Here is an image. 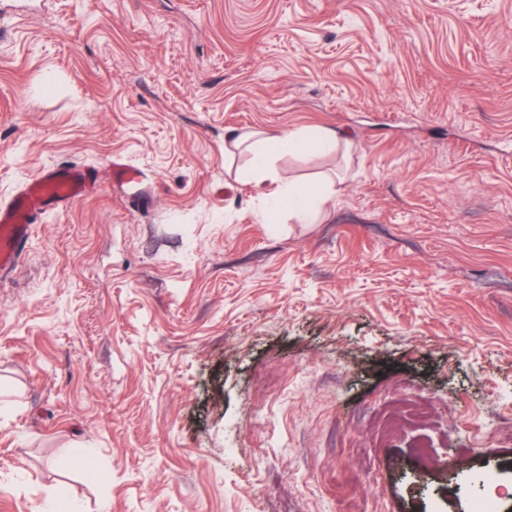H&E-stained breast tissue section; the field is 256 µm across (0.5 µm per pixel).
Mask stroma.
I'll return each mask as SVG.
<instances>
[{
    "instance_id": "obj_1",
    "label": "stroma",
    "mask_w": 512,
    "mask_h": 512,
    "mask_svg": "<svg viewBox=\"0 0 512 512\" xmlns=\"http://www.w3.org/2000/svg\"><path fill=\"white\" fill-rule=\"evenodd\" d=\"M309 127L351 151L278 176L336 194L265 222L224 135ZM57 162L104 174L0 281V512L512 494V0H0V200Z\"/></svg>"
}]
</instances>
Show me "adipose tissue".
Wrapping results in <instances>:
<instances>
[{
    "label": "adipose tissue",
    "mask_w": 512,
    "mask_h": 512,
    "mask_svg": "<svg viewBox=\"0 0 512 512\" xmlns=\"http://www.w3.org/2000/svg\"><path fill=\"white\" fill-rule=\"evenodd\" d=\"M226 140L230 147L236 150L249 143L255 144L256 151L252 158L250 176L252 181L259 184L276 181L277 174L273 167V160L277 155L299 151L313 143L327 152L335 151L340 145L336 134L329 130H301L285 137L280 135L263 137L256 133L249 135L232 132L227 135Z\"/></svg>",
    "instance_id": "adipose-tissue-1"
}]
</instances>
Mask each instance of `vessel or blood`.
Returning a JSON list of instances; mask_svg holds the SVG:
<instances>
[{"label":"vessel or blood","instance_id":"b4317fda","mask_svg":"<svg viewBox=\"0 0 512 512\" xmlns=\"http://www.w3.org/2000/svg\"><path fill=\"white\" fill-rule=\"evenodd\" d=\"M96 186L93 169L60 162L44 168L9 200H1L0 277L9 274L19 261L43 211L70 206Z\"/></svg>","mask_w":512,"mask_h":512}]
</instances>
